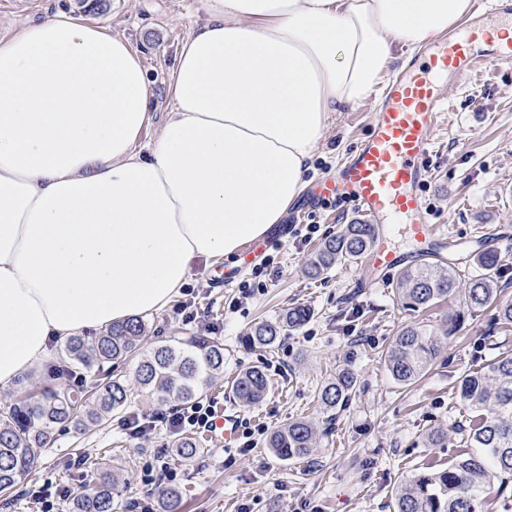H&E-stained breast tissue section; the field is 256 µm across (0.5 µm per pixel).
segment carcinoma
<instances>
[{"instance_id":"cac0c4a2","label":"carcinoma","mask_w":512,"mask_h":512,"mask_svg":"<svg viewBox=\"0 0 512 512\" xmlns=\"http://www.w3.org/2000/svg\"><path fill=\"white\" fill-rule=\"evenodd\" d=\"M372 242L371 225L345 224L322 242L307 268L318 278L333 265L357 261ZM461 275L456 263L427 259L404 270L397 281L399 300L413 311L425 310L450 298L459 290ZM464 303L469 310L494 308L504 323L512 324V299H502V289L488 274L468 278ZM310 311L301 306L285 309L276 318L256 324L245 344L272 348L290 330H297L309 319ZM144 332L142 320L131 319L113 325L92 338L70 337L63 356L85 369L118 365L131 357L140 361L135 378L147 397L158 404L177 398L197 399L206 389L224 379V345L206 336L176 337L153 351L140 352ZM438 339L421 324L403 327L385 354L391 378L398 384L415 383L436 361ZM357 383L356 374L343 368L319 393L321 404L333 410L346 404ZM270 389L263 367L252 365L239 371L231 384L241 403H260ZM86 392L67 387L48 389L35 402L14 403L0 412V496H6L24 479L44 454L49 434L57 427L82 430L112 417L129 405L125 379L109 375L92 388L93 407H86ZM457 396L466 412L463 432L471 451L448 466L420 472L404 481L394 495L393 512H485L488 487L494 480L506 487L512 480V350L500 352L481 366L463 375ZM317 435L316 426L298 419L275 430L268 447L284 460L310 457ZM112 475L102 476L91 493H79L72 501V512H113Z\"/></svg>"}]
</instances>
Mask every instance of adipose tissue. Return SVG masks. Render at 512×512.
Wrapping results in <instances>:
<instances>
[{"mask_svg":"<svg viewBox=\"0 0 512 512\" xmlns=\"http://www.w3.org/2000/svg\"><path fill=\"white\" fill-rule=\"evenodd\" d=\"M472 0H206L168 117L140 53L62 12L0 39V390L51 343L168 306L280 223L336 113Z\"/></svg>","mask_w":512,"mask_h":512,"instance_id":"adipose-tissue-1","label":"adipose tissue"}]
</instances>
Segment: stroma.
<instances>
[{
	"mask_svg": "<svg viewBox=\"0 0 512 512\" xmlns=\"http://www.w3.org/2000/svg\"><path fill=\"white\" fill-rule=\"evenodd\" d=\"M55 12L86 16L141 53L154 85L141 142L151 144L169 109L167 74L182 40L205 21L204 0H107L106 11L97 15L85 14L80 0H0V37ZM443 92L449 110L434 135L432 176L423 199L438 232L447 234V252L463 275L478 269L469 243L479 237L492 241L498 252L495 280L503 298H512V65L478 66L463 80L445 82ZM372 110L368 102L334 115L308 173V189L331 176L366 135ZM288 213L320 230L310 242L289 239L267 247L275 270L266 276L263 292L232 306L236 286L215 284L223 261L201 259L170 305L144 319L141 347L146 352L174 336H207L223 343L224 380L204 398L233 422V440L224 442L214 431L197 433L198 453L185 458L175 451L174 435L164 423L148 436L132 437L126 427L130 415L155 418L181 405L175 398L162 406L150 401L135 382L132 359L117 368L130 384V407L86 431L56 432L23 485L10 500H0V512H43L42 505L25 497L26 486L64 489L71 496L93 491L109 470L117 477L114 512H132L164 463L177 474L173 486L181 494L179 512H240L244 505L250 512H392L394 493L406 477L447 466L466 452L459 431L464 409L455 388L468 370L512 348V327H503L494 309L467 310L458 295L427 312L411 311L398 300L395 279L373 286L360 261L307 278L304 269L318 244L357 215L347 202L309 210L301 198ZM294 305L311 311L303 327L273 348L244 345L255 323ZM455 316L457 330L446 335ZM416 323L437 334L440 355L417 383L401 386L390 377L384 354L402 327ZM61 348V342H53L50 360L20 387L1 392L0 400L13 403L38 398L50 387L101 382L94 370L65 375ZM252 365L264 367L271 389L261 404L249 407L233 399L227 382ZM343 368L355 372L356 391L345 407L326 410L318 392ZM298 418L311 420L319 431L309 459L279 460L263 436L255 447L244 448L245 425L272 431ZM433 430L446 434L435 446L427 441Z\"/></svg>",
	"mask_w": 512,
	"mask_h": 512,
	"instance_id": "stroma-1",
	"label": "stroma"
}]
</instances>
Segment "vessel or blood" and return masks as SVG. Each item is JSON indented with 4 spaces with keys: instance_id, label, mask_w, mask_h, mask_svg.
<instances>
[{
    "instance_id": "b4317fda",
    "label": "vessel or blood",
    "mask_w": 512,
    "mask_h": 512,
    "mask_svg": "<svg viewBox=\"0 0 512 512\" xmlns=\"http://www.w3.org/2000/svg\"><path fill=\"white\" fill-rule=\"evenodd\" d=\"M483 17L484 25L465 28L449 39L435 38L425 65L388 85L367 135L313 195L317 201L339 197L352 202L372 225L373 244L366 255L372 282L408 261L389 244L391 225H406L413 240L428 249L447 244L437 235L421 196L431 177L433 134L448 109L442 84L467 77L481 63H512V41L497 42L488 29L502 20L512 24V14L502 5L484 10Z\"/></svg>"
}]
</instances>
